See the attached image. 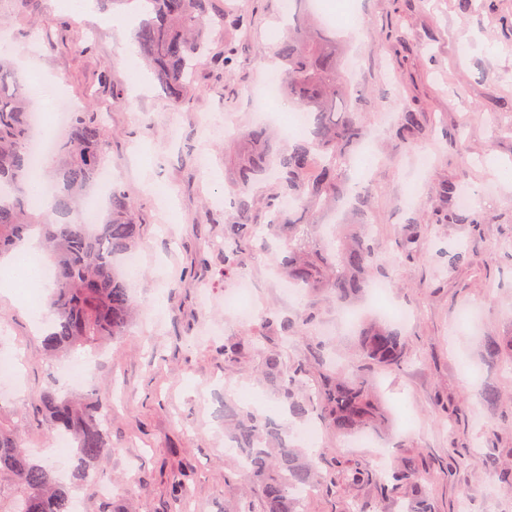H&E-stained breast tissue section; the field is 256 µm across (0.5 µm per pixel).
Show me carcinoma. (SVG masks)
Here are the masks:
<instances>
[{
    "instance_id": "cac0c4a2",
    "label": "carcinoma",
    "mask_w": 512,
    "mask_h": 512,
    "mask_svg": "<svg viewBox=\"0 0 512 512\" xmlns=\"http://www.w3.org/2000/svg\"><path fill=\"white\" fill-rule=\"evenodd\" d=\"M295 0L288 14L286 36L274 47L280 62L281 94L307 114V129L294 144L274 148L264 125L240 133L236 160L235 205L239 220L224 226V239L237 243L249 235L258 205L256 185L272 177L275 192L265 210L273 214L267 230L279 236L288 229L287 255L282 265L288 279L312 296H324L338 306H351L364 296L368 278L381 272L376 246L364 225L324 224L348 203L358 210L367 204V189L351 183L347 171L353 150L367 129L352 105L353 94L342 88V59L336 38L311 23ZM135 34L140 56L153 68L160 89L180 104L190 89L188 72L208 51V30L214 0H153ZM35 108L25 91L17 65L0 57V255L21 247L26 238L40 236L55 266V286L46 308L53 315L45 329L46 354L57 357L77 349L95 351L125 335L132 318L131 299L117 266L140 235L139 225L128 219L133 198L115 188L109 195V216L95 224L82 220V206L98 183L106 160L99 114L92 109L71 113L56 138L55 150L35 168L31 152V113ZM419 112H403L397 136L421 129ZM42 174L51 184L50 212H39L27 184ZM315 305L296 321L283 319L285 333L298 336L309 330ZM490 358H512V338L491 337L485 342ZM406 359L402 335L375 320L361 323L353 354L323 394L320 411L339 435L372 429L380 417L376 397L378 374L401 367ZM266 378L288 403L300 422L313 411L302 394L304 370H287L279 356L266 359ZM49 422L73 441L69 483L31 459L11 429L0 421V479L8 477L16 496L8 512H71L72 493L96 479L95 465L110 450L102 414L107 399L88 394L61 396L48 390L42 397ZM232 439L246 460L243 473L255 483L269 512H310L296 505L297 488L324 478L323 459L294 447L289 431L253 413H236ZM336 469L353 485L373 480V472L357 464L336 460ZM410 490L416 498L406 512H430L426 488L413 462L403 459L382 492L403 498Z\"/></svg>"
}]
</instances>
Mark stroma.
<instances>
[{"label":"stroma","instance_id":"stroma-1","mask_svg":"<svg viewBox=\"0 0 512 512\" xmlns=\"http://www.w3.org/2000/svg\"><path fill=\"white\" fill-rule=\"evenodd\" d=\"M243 28L216 26L210 52L194 68L196 94L176 107L144 68L134 43L139 0L112 7L97 0V17L80 18L68 0H32L26 15L0 0L6 43L28 50L20 68L53 79L79 106L111 110L103 121L113 184L131 191L129 219L140 227L139 264L130 276L135 308L126 336L97 354L78 351L51 362L24 298L0 295V356L19 355L22 373L0 420L45 465H55L57 437L40 403L44 391L74 390L105 398L121 394L107 427L112 448L97 465V484L78 490L83 512H172L179 483H188V512H265L244 478L227 431L231 412L251 410L290 429L298 422L265 378L267 351L283 352L285 367L310 368L306 382L319 400L317 359L344 361L354 330L335 306L321 303L317 323L293 342L265 332L270 314L303 311L298 290H285L281 241L269 238L265 215L241 245L255 282L256 314L243 323L226 300L237 279L224 273V225L236 216L231 193L239 129L263 111H288L287 101L263 102L273 82V48L283 33L281 0H231ZM359 31L335 28L344 49L343 73L362 96L368 127L365 166L352 182L368 189L366 222L387 272L388 304L410 312L399 330L408 363L379 376L385 413L373 432L390 447L377 461L374 445H351L312 414L308 454L327 451L372 470L376 484L317 487L312 512H403V501H381L377 484L393 461L412 459L429 490L432 512H512V368L487 360L486 338L512 335V252L488 254L512 240V0H348ZM236 66L225 73V44ZM422 113L425 131L413 145L396 137L401 112ZM429 158L420 165L418 154ZM470 194L480 223L440 224L443 182ZM417 193H403L406 183ZM420 230L422 246L404 256L400 242ZM468 253L447 266L439 248ZM243 353L225 359L224 346ZM83 364L74 387L60 363ZM497 389L485 405V388ZM112 484L101 495L98 483Z\"/></svg>","mask_w":512,"mask_h":512}]
</instances>
